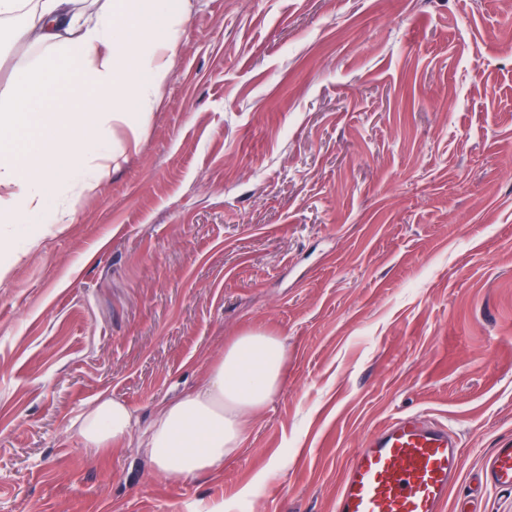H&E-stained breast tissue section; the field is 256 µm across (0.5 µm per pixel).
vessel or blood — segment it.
<instances>
[{"label": "vessel or blood", "instance_id": "b4317fda", "mask_svg": "<svg viewBox=\"0 0 512 512\" xmlns=\"http://www.w3.org/2000/svg\"><path fill=\"white\" fill-rule=\"evenodd\" d=\"M461 462L447 425L423 415L393 418L356 453L335 512H443ZM484 478L512 489V446L493 450Z\"/></svg>", "mask_w": 512, "mask_h": 512}]
</instances>
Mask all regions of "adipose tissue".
<instances>
[{"label": "adipose tissue", "instance_id": "1", "mask_svg": "<svg viewBox=\"0 0 512 512\" xmlns=\"http://www.w3.org/2000/svg\"><path fill=\"white\" fill-rule=\"evenodd\" d=\"M79 0H36L17 39L55 51L53 59L16 71L0 102V223L24 229L57 209L58 182L77 181L93 194L104 169L88 171L105 153L99 123H129L159 102L172 70L183 10L172 0H104L85 14ZM288 351L261 330L238 336L205 369L200 384L161 406L147 427L110 394L72 423L85 448L102 452L139 437L158 474L184 480L223 467L240 448L249 422L278 393Z\"/></svg>", "mask_w": 512, "mask_h": 512}]
</instances>
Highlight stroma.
<instances>
[{
  "label": "stroma",
  "instance_id": "stroma-1",
  "mask_svg": "<svg viewBox=\"0 0 512 512\" xmlns=\"http://www.w3.org/2000/svg\"><path fill=\"white\" fill-rule=\"evenodd\" d=\"M46 54L0 42V101ZM159 98L36 250L0 223V512H334L413 414L463 445L445 512H512L479 484L512 444V0H189ZM253 327L283 384L219 471L75 436L104 392L148 424Z\"/></svg>",
  "mask_w": 512,
  "mask_h": 512
}]
</instances>
